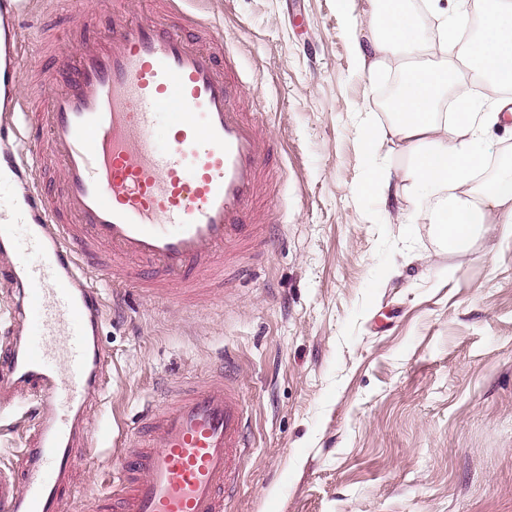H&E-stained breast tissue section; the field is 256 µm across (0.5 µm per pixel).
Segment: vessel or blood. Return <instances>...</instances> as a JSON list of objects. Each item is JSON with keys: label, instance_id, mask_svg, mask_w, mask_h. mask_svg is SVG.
<instances>
[{"label": "vessel or blood", "instance_id": "1", "mask_svg": "<svg viewBox=\"0 0 512 512\" xmlns=\"http://www.w3.org/2000/svg\"><path fill=\"white\" fill-rule=\"evenodd\" d=\"M153 2L136 15L127 0H99L91 14L71 0L88 21L43 111L29 110L17 88L31 74L54 77L6 36L0 173L20 178L23 193L0 209V253L13 258L22 312L20 336L0 348V398L30 390L37 407L24 464L0 468V512H58L72 485L75 431L105 362L88 337L102 307L92 278L187 294L228 251L267 243L259 199L273 145L263 116L241 111V81L217 49L222 34L193 43L182 31L200 20L173 0ZM19 110L46 131L49 170L28 172L11 146L6 116ZM142 422L95 512H224L249 446L236 384H204Z\"/></svg>", "mask_w": 512, "mask_h": 512}]
</instances>
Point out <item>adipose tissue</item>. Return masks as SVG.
<instances>
[{
	"label": "adipose tissue",
	"mask_w": 512,
	"mask_h": 512,
	"mask_svg": "<svg viewBox=\"0 0 512 512\" xmlns=\"http://www.w3.org/2000/svg\"><path fill=\"white\" fill-rule=\"evenodd\" d=\"M477 11L478 30L456 54L448 41L457 28L427 0H367L369 37L355 35L353 51L369 74L395 72L398 92L386 129L412 160L397 178L412 198L433 196V231L452 256L469 254L490 225L512 238V155L485 171L484 130L512 120V0H457ZM479 78L490 112L463 101L444 109L448 91L462 76Z\"/></svg>",
	"instance_id": "1"
}]
</instances>
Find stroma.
Segmentation results:
<instances>
[{
	"instance_id": "35a3bbf8",
	"label": "stroma",
	"mask_w": 512,
	"mask_h": 512,
	"mask_svg": "<svg viewBox=\"0 0 512 512\" xmlns=\"http://www.w3.org/2000/svg\"><path fill=\"white\" fill-rule=\"evenodd\" d=\"M218 28L276 142V224L257 260L225 258L186 307L93 285L107 357L77 440L75 505L91 512L148 407L224 360L251 423L225 512H512V241L445 252L407 198L362 191L408 156L367 148L383 87L352 50L366 0H179ZM64 0H30L27 50L67 28ZM35 395L0 406V464L19 461Z\"/></svg>"
}]
</instances>
